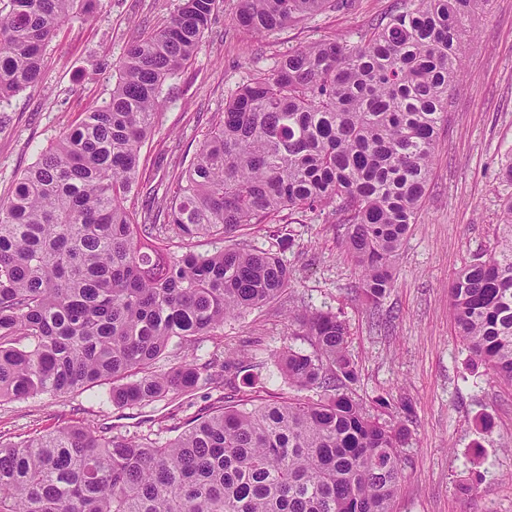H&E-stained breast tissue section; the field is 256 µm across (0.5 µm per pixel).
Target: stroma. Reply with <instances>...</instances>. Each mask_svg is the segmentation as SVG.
Segmentation results:
<instances>
[{
    "label": "stroma",
    "instance_id": "obj_1",
    "mask_svg": "<svg viewBox=\"0 0 512 512\" xmlns=\"http://www.w3.org/2000/svg\"><path fill=\"white\" fill-rule=\"evenodd\" d=\"M175 4L102 0L93 18L74 16L57 28L41 79L0 108V198L42 149L108 99L127 48L166 25ZM396 4L344 0L261 37L235 23L239 0H220L197 52L164 86L129 206L165 207L173 176L187 168L239 86L309 43H359ZM472 34L477 47L460 61L461 86L449 96L421 211L380 303L358 292L359 269L341 243L335 214H295L254 227L245 243L279 250L291 286L197 340L194 352L211 368L192 395L118 408L100 386L4 401L0 436L18 440L81 422L164 442L219 398L291 397L271 357L309 343L293 335L288 315L328 309L349 328L356 396L369 403L383 395L413 407L394 512H512V387L474 365L454 330L448 297L460 268L491 253L502 205L512 197V183L500 174L512 163V0H488Z\"/></svg>",
    "mask_w": 512,
    "mask_h": 512
}]
</instances>
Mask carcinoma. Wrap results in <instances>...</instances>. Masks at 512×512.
Instances as JSON below:
<instances>
[{
    "label": "carcinoma",
    "instance_id": "cac0c4a2",
    "mask_svg": "<svg viewBox=\"0 0 512 512\" xmlns=\"http://www.w3.org/2000/svg\"><path fill=\"white\" fill-rule=\"evenodd\" d=\"M93 2L0 0V106L39 81L57 27ZM486 2L401 0L356 45L288 52L225 102L167 212L139 220L127 202L162 88L218 7L177 0L127 50L109 100L0 199V401L107 385L123 408L193 391L207 366L180 350L290 287L282 258L234 239L288 210L339 214L359 288L383 299ZM331 6L241 0L236 20L267 36ZM204 237L223 246L200 253ZM449 297L473 360L512 384V199L489 257L460 269ZM291 324L312 351L289 346L274 362L316 397L226 402L164 444L82 423L0 439V512H393L411 407L380 395L375 415L349 394L358 370L336 313Z\"/></svg>",
    "mask_w": 512,
    "mask_h": 512
}]
</instances>
